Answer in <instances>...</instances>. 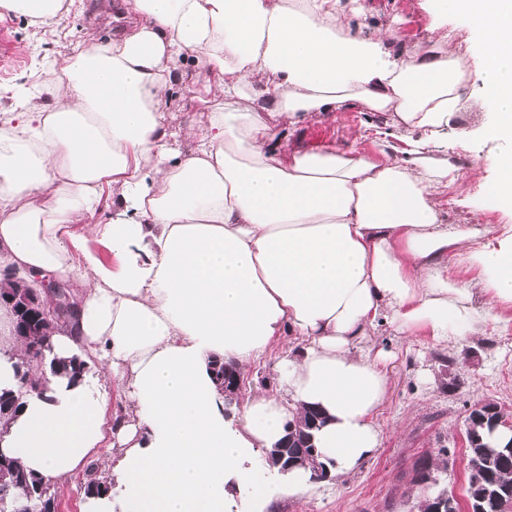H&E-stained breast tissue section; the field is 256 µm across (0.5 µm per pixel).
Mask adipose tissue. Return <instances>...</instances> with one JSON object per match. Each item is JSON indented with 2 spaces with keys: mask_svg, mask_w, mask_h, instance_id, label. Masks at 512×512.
I'll return each instance as SVG.
<instances>
[{
  "mask_svg": "<svg viewBox=\"0 0 512 512\" xmlns=\"http://www.w3.org/2000/svg\"><path fill=\"white\" fill-rule=\"evenodd\" d=\"M432 2L479 46L472 99L494 116L484 137L504 145L484 195L512 216V0ZM127 7L130 31L52 69L50 104L0 114V264L68 286L53 352L98 363L121 406L88 375L43 374V393L0 422V452L51 484L104 459L112 490L82 512H238L235 492L272 500L260 454L316 408L321 460L346 476L380 444L390 359L354 343L381 319L438 343L476 336L512 305V225L449 224L436 201L457 175L446 154L462 58L444 44L394 54L393 31L351 25L359 0ZM0 9L37 28L69 6ZM187 59L207 69L214 104L185 153L170 143L166 90ZM346 107L389 114L382 136L402 148L287 151L278 117ZM107 193L108 220L75 234ZM451 253L471 279L449 276ZM285 334L300 348L280 388L227 420L213 358L241 368Z\"/></svg>",
  "mask_w": 512,
  "mask_h": 512,
  "instance_id": "obj_1",
  "label": "adipose tissue"
}]
</instances>
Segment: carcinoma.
Wrapping results in <instances>:
<instances>
[{
    "label": "carcinoma",
    "instance_id": "carcinoma-1",
    "mask_svg": "<svg viewBox=\"0 0 512 512\" xmlns=\"http://www.w3.org/2000/svg\"><path fill=\"white\" fill-rule=\"evenodd\" d=\"M27 292L8 285H0V299H17L14 307V319L24 314L23 298ZM54 321L38 322L35 325L37 335H18L26 348L18 358L16 369L29 372L32 362L39 361L45 355V364L56 369V359L52 357L50 343ZM39 391L34 379L28 385H17L15 389L0 390V420L12 417L22 407L20 400ZM296 427L298 442L305 446L315 441L314 423L309 412L290 420ZM496 427L484 418H470L466 422L468 479L466 497L469 512H498L499 501L512 496V438L500 440L493 436ZM42 504L37 476L21 468L12 458L0 459V512H31Z\"/></svg>",
    "mask_w": 512,
    "mask_h": 512
}]
</instances>
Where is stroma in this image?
<instances>
[{"label": "stroma", "instance_id": "stroma-1", "mask_svg": "<svg viewBox=\"0 0 512 512\" xmlns=\"http://www.w3.org/2000/svg\"><path fill=\"white\" fill-rule=\"evenodd\" d=\"M363 24L373 30H394L395 51L408 53L441 37L451 45L469 39L456 17L441 18L430 0H362ZM127 25L124 0H71L68 13L33 30L26 18L0 16L9 34V60L0 66V113L14 111L21 89H33L53 62L82 47L89 39L109 40ZM206 70L184 62L172 71L167 91V121L178 147L190 151L189 126L200 125L210 109L205 93ZM365 113L348 108L289 127L288 147L317 150L328 146L345 150L359 143L369 155L382 143L361 138ZM491 113L462 105L448 128V153L458 167L456 181L438 201L451 224H507L512 217L492 209L482 197V186L494 176L492 158L503 151L482 130ZM323 130L312 140L313 130ZM292 337L283 336L261 358L241 371L242 396L273 392L281 384L280 359L297 350ZM385 349L394 355L388 365V392L376 422L381 443L356 471L343 478L319 480L310 492L275 500L269 512H419L424 495L415 485L418 462L431 459L439 486L458 502H465L467 456L464 420L479 403L497 404L512 416V323H489L483 335L437 343L425 333L397 335L380 322L372 336L355 352Z\"/></svg>", "mask_w": 512, "mask_h": 512}]
</instances>
